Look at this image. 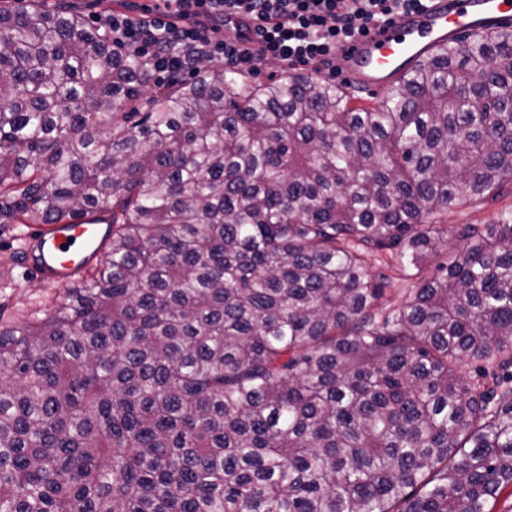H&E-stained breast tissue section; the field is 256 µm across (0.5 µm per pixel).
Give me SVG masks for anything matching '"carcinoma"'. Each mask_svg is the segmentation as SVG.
<instances>
[{"label":"carcinoma","instance_id":"carcinoma-1","mask_svg":"<svg viewBox=\"0 0 512 512\" xmlns=\"http://www.w3.org/2000/svg\"><path fill=\"white\" fill-rule=\"evenodd\" d=\"M352 98L207 61L156 85L80 15L0 5L9 215L109 241L0 328V512H493L512 205L428 266L449 211L512 193V30Z\"/></svg>","mask_w":512,"mask_h":512}]
</instances>
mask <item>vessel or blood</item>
I'll return each instance as SVG.
<instances>
[{"instance_id":"obj_1","label":"vessel or blood","mask_w":512,"mask_h":512,"mask_svg":"<svg viewBox=\"0 0 512 512\" xmlns=\"http://www.w3.org/2000/svg\"><path fill=\"white\" fill-rule=\"evenodd\" d=\"M512 26V0H431L425 10L398 15L372 27L354 43L336 50V67L353 83L381 90L405 67L436 45L454 42L460 32L488 34ZM100 225H51L35 233L40 273L65 283L92 263V250H103Z\"/></svg>"}]
</instances>
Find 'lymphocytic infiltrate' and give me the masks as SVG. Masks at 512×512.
<instances>
[{
    "mask_svg": "<svg viewBox=\"0 0 512 512\" xmlns=\"http://www.w3.org/2000/svg\"><path fill=\"white\" fill-rule=\"evenodd\" d=\"M431 0H160L153 14L135 0L96 24L113 44L152 64L158 75L196 70L223 60L238 70L267 59L288 66L332 65L346 45L395 16L426 9ZM236 17V36H224V18Z\"/></svg>",
    "mask_w": 512,
    "mask_h": 512,
    "instance_id": "obj_1",
    "label": "lymphocytic infiltrate"
}]
</instances>
